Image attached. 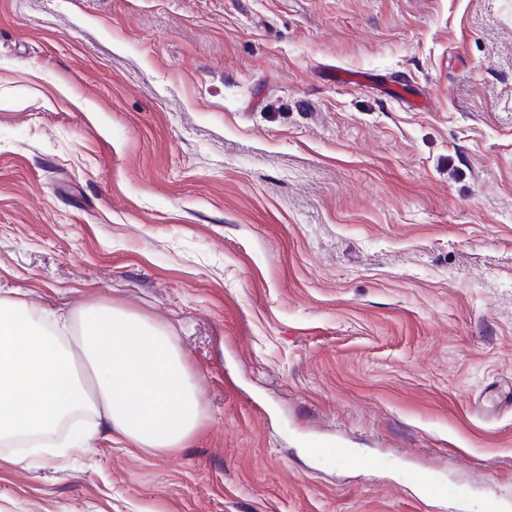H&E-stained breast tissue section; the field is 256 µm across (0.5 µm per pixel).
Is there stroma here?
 Returning <instances> with one entry per match:
<instances>
[{"mask_svg": "<svg viewBox=\"0 0 512 512\" xmlns=\"http://www.w3.org/2000/svg\"><path fill=\"white\" fill-rule=\"evenodd\" d=\"M0 289L166 329L207 415L0 447V512L512 508V0H0ZM94 433L76 434L70 439L60 443H44L36 446L33 451L26 456L14 459L15 462H27V464L36 465L43 455H51L54 457H66L75 452L82 451L88 441L93 438Z\"/></svg>", "mask_w": 512, "mask_h": 512, "instance_id": "35a3bbf8", "label": "stroma"}]
</instances>
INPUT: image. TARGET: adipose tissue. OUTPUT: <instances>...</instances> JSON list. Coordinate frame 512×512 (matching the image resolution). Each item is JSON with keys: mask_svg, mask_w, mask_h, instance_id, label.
Returning <instances> with one entry per match:
<instances>
[{"mask_svg": "<svg viewBox=\"0 0 512 512\" xmlns=\"http://www.w3.org/2000/svg\"><path fill=\"white\" fill-rule=\"evenodd\" d=\"M79 408L100 417L112 441L151 455L186 447L205 422L189 362L153 323L93 303L70 328L0 295V439L50 435Z\"/></svg>", "mask_w": 512, "mask_h": 512, "instance_id": "ef3b65f1", "label": "adipose tissue"}]
</instances>
